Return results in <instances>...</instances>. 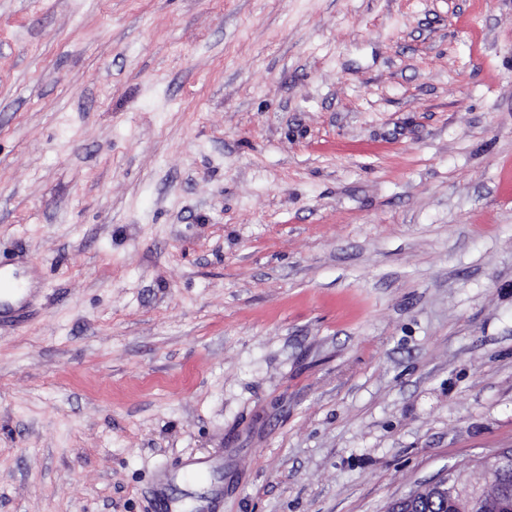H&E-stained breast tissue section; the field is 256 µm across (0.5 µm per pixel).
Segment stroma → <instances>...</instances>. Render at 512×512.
I'll list each match as a JSON object with an SVG mask.
<instances>
[{"label": "stroma", "instance_id": "stroma-1", "mask_svg": "<svg viewBox=\"0 0 512 512\" xmlns=\"http://www.w3.org/2000/svg\"><path fill=\"white\" fill-rule=\"evenodd\" d=\"M0 512H387L512 448V0H0Z\"/></svg>", "mask_w": 512, "mask_h": 512}]
</instances>
